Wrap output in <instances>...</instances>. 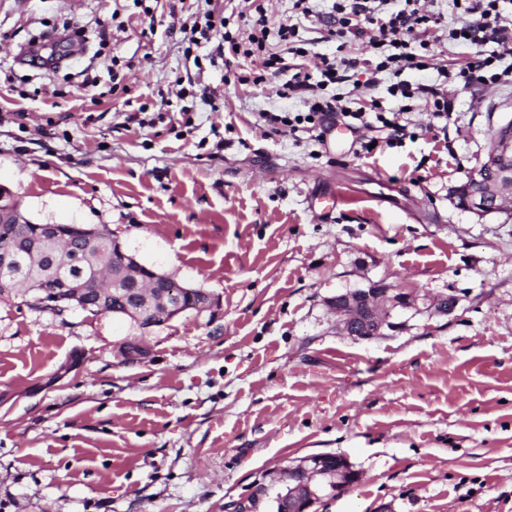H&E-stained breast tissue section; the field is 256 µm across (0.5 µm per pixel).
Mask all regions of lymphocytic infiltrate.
<instances>
[{
    "label": "lymphocytic infiltrate",
    "instance_id": "obj_1",
    "mask_svg": "<svg viewBox=\"0 0 512 512\" xmlns=\"http://www.w3.org/2000/svg\"><path fill=\"white\" fill-rule=\"evenodd\" d=\"M453 3L469 20L451 30L446 28L442 12L425 8L420 0H334L326 11L316 10L313 0H294L293 9L303 18L315 19L328 36L339 41L367 39L374 60L367 68L366 87L376 86L382 74L396 76V83L388 88L391 95L432 99V118L444 119L453 110L444 84L413 86L401 78L405 70L428 68L431 47L439 41L441 32H448L455 41L480 48L488 43L496 46L495 51L480 52L469 62L465 84L485 88L512 78V66L505 63L506 58L512 56V14L502 8L501 0H453ZM179 31L184 41L195 45L210 40L212 32H221L222 40L213 51L214 57L220 59L241 54L260 57L263 72L254 77V84L263 83L268 70L286 74L281 94L299 99L305 109L263 113L262 118L272 131L292 132L308 123L325 133L342 121L355 134L363 153L379 139L391 148L401 146L408 134L399 113L353 111L344 105L341 95L329 93V86L346 82L348 71L358 66V59L321 56L320 78L316 81L309 74L289 72L285 54L302 56L306 53L298 24L282 23L277 29H270L269 20L260 9L249 17L245 26L235 27L229 17L208 10L202 21L180 25Z\"/></svg>",
    "mask_w": 512,
    "mask_h": 512
}]
</instances>
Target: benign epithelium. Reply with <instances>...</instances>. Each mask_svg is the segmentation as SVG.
Returning a JSON list of instances; mask_svg holds the SVG:
<instances>
[{
  "mask_svg": "<svg viewBox=\"0 0 512 512\" xmlns=\"http://www.w3.org/2000/svg\"><path fill=\"white\" fill-rule=\"evenodd\" d=\"M473 181L487 185L484 194L467 199L466 207L485 216L512 208V118L500 125L493 137L491 149L478 159L471 171ZM23 215L9 193L0 190V222L20 223ZM43 245L56 246L72 236L89 242L110 238L122 256L123 265L141 267L142 263L128 253L119 239L112 237L104 225L71 224L69 234L60 233L57 225L45 224ZM172 278L164 273L153 272L150 284L134 281L129 292L136 295L133 308L127 313L147 331L154 326L170 322L188 311L178 297H168L165 286ZM25 297L33 304L56 313L73 306L84 308L83 289L71 288L64 282L29 285ZM330 310L338 317L341 330L349 337L367 340L369 336L383 335L384 331L398 327L394 315L398 311L417 308V297L401 288L376 287L356 293H338L327 299ZM288 484L284 496L288 497L291 512H318L315 506L325 498L342 495L357 484L360 475L344 457H336V467L325 463V455H307L295 461L286 472Z\"/></svg>",
  "mask_w": 512,
  "mask_h": 512,
  "instance_id": "benign-epithelium-1",
  "label": "benign epithelium"
}]
</instances>
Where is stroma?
<instances>
[{"instance_id":"obj_1","label":"stroma","mask_w":512,"mask_h":512,"mask_svg":"<svg viewBox=\"0 0 512 512\" xmlns=\"http://www.w3.org/2000/svg\"><path fill=\"white\" fill-rule=\"evenodd\" d=\"M251 0H0V187L43 224H105L144 265L216 303L153 328L0 302V512H231L309 454L360 482L319 512H512V211L479 216L454 188L512 117V82L465 86L474 46L442 39L446 130L354 155L348 130L266 133L300 112L259 62L210 63L173 21ZM308 71L343 50L303 21ZM54 50L52 70L26 65ZM117 61V79L107 67ZM225 147L216 149L215 133ZM343 200L329 215L312 196ZM381 284L418 295L399 328L355 340L326 299ZM455 297L441 316L432 296Z\"/></svg>"}]
</instances>
